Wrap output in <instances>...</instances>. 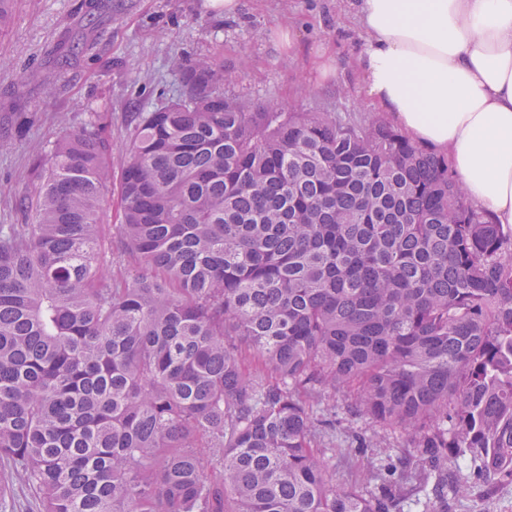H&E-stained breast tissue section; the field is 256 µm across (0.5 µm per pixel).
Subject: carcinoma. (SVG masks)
<instances>
[{
  "mask_svg": "<svg viewBox=\"0 0 512 512\" xmlns=\"http://www.w3.org/2000/svg\"><path fill=\"white\" fill-rule=\"evenodd\" d=\"M175 65L182 95L129 131L131 279L104 271L98 127L34 162L35 223L0 225V479L39 512H397L455 459L512 478V232L377 113L284 112L226 95L216 56ZM338 388L417 449L370 492L324 460L336 415L312 402Z\"/></svg>",
  "mask_w": 512,
  "mask_h": 512,
  "instance_id": "obj_1",
  "label": "carcinoma"
}]
</instances>
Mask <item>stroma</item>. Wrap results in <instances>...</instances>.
<instances>
[{"instance_id": "35a3bbf8", "label": "stroma", "mask_w": 512, "mask_h": 512, "mask_svg": "<svg viewBox=\"0 0 512 512\" xmlns=\"http://www.w3.org/2000/svg\"><path fill=\"white\" fill-rule=\"evenodd\" d=\"M9 27L0 30V225L31 223L20 198H34V159L47 154L61 128L80 129L90 119L106 126L112 174L120 176L128 155L133 113L152 110L159 95H180L173 55L185 62L214 54L237 81L229 93L283 109L365 112L369 105L356 66L360 29L351 0H238L234 14L210 0H14ZM293 30V43L281 33ZM330 50L336 73L316 78L312 63ZM117 194L100 226L110 252V274L132 272L118 238ZM349 390L330 395L340 420L336 448L325 459L337 482L371 489L387 455L408 444L400 430L379 432L360 455L349 453L352 434L368 430L350 415ZM443 512H512V480H470L449 493Z\"/></svg>"}]
</instances>
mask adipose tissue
<instances>
[{
	"mask_svg": "<svg viewBox=\"0 0 512 512\" xmlns=\"http://www.w3.org/2000/svg\"><path fill=\"white\" fill-rule=\"evenodd\" d=\"M370 104L512 228V0H357Z\"/></svg>",
	"mask_w": 512,
	"mask_h": 512,
	"instance_id": "1",
	"label": "adipose tissue"
}]
</instances>
